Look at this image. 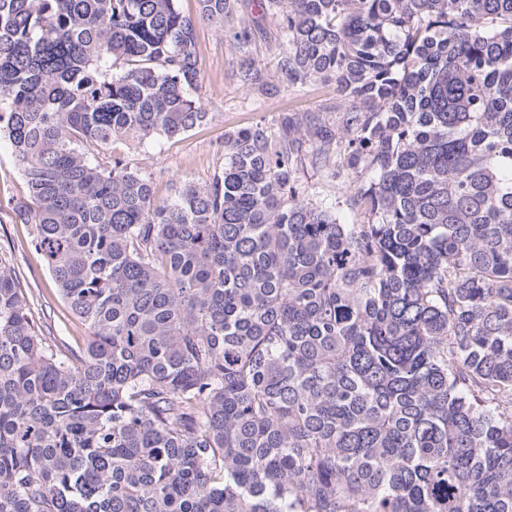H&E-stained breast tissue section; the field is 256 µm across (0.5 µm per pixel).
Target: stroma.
Wrapping results in <instances>:
<instances>
[{
  "label": "stroma",
  "instance_id": "35a3bbf8",
  "mask_svg": "<svg viewBox=\"0 0 512 512\" xmlns=\"http://www.w3.org/2000/svg\"><path fill=\"white\" fill-rule=\"evenodd\" d=\"M202 83L199 96L213 118L188 135L158 138L134 149L115 144L113 153L132 159L150 174L157 196L167 197L178 180L205 182L224 165L225 132L262 121L277 123L285 112H323L334 117L340 99L334 84L316 82L297 90L266 94L243 86L238 67L243 55L228 34L207 24L197 28ZM27 195L26 182L10 146L0 143V254L15 269L51 335L81 346L87 330L60 300L42 255L28 245L30 227L15 223L11 206Z\"/></svg>",
  "mask_w": 512,
  "mask_h": 512
}]
</instances>
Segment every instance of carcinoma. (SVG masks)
Returning a JSON list of instances; mask_svg holds the SVG:
<instances>
[{
  "label": "carcinoma",
  "instance_id": "1",
  "mask_svg": "<svg viewBox=\"0 0 512 512\" xmlns=\"http://www.w3.org/2000/svg\"><path fill=\"white\" fill-rule=\"evenodd\" d=\"M199 3L0 0L12 216L88 330L0 257V512H512V0ZM262 20L239 81L331 82L337 120L228 132L156 198L113 145L207 123L198 24ZM275 33L273 26L269 21L265 24V29L261 33H255L251 46L248 48L249 54L271 67L275 61V55L279 50L278 42L274 39ZM298 176L299 182L315 201L334 199L341 190V181L326 177L322 171L312 166L311 149L303 157V166H299Z\"/></svg>",
  "mask_w": 512,
  "mask_h": 512
}]
</instances>
